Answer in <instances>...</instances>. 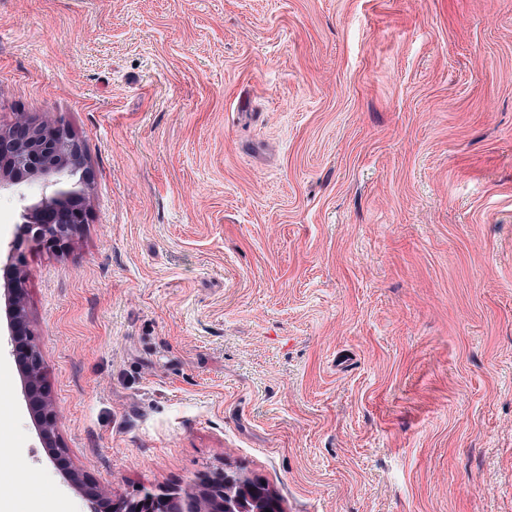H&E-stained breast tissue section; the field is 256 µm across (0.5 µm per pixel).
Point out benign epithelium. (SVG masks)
<instances>
[{
    "label": "benign epithelium",
    "instance_id": "benign-epithelium-1",
    "mask_svg": "<svg viewBox=\"0 0 512 512\" xmlns=\"http://www.w3.org/2000/svg\"><path fill=\"white\" fill-rule=\"evenodd\" d=\"M23 174H35L44 181L49 193L22 209L20 235L11 245L8 258L11 276L5 283L8 299L9 343L25 379L29 408L40 422L39 434L44 447L52 451L53 463L65 473L70 483L85 490L92 512H124V503L114 502L110 493L96 487L72 467L57 436L58 414L49 388L39 373L40 355L31 344L28 313L24 300L26 248L28 245L52 253L65 251L80 227L87 222L86 201L91 192V178L86 160L73 134L64 126L46 130L32 127L25 113L0 129V188L13 185ZM223 471L205 482L204 499L191 512H233L224 501L219 485ZM171 493L147 492L139 502L142 512H165Z\"/></svg>",
    "mask_w": 512,
    "mask_h": 512
}]
</instances>
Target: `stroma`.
Wrapping results in <instances>:
<instances>
[{
  "label": "stroma",
  "mask_w": 512,
  "mask_h": 512,
  "mask_svg": "<svg viewBox=\"0 0 512 512\" xmlns=\"http://www.w3.org/2000/svg\"><path fill=\"white\" fill-rule=\"evenodd\" d=\"M93 176L27 254L72 466L283 512H512V0H0V125ZM40 178L0 188V244ZM0 496L91 512L0 333ZM214 477H210V480L205 482V486L202 490L205 492L204 499H201L198 504L191 508V512H223L224 509L227 512H232L233 508L228 502L236 501L242 510L234 507V511L243 512H266L257 511L258 509L266 508L269 506V502L265 499H261L253 494L250 490L257 482V479H252L248 476L238 473L234 483L227 488L225 493L224 488L222 489L219 482L222 479L224 470L215 472ZM217 481L214 482L213 480ZM247 494L251 499L247 498ZM227 495V502H224V496Z\"/></svg>",
  "instance_id": "stroma-1"
}]
</instances>
